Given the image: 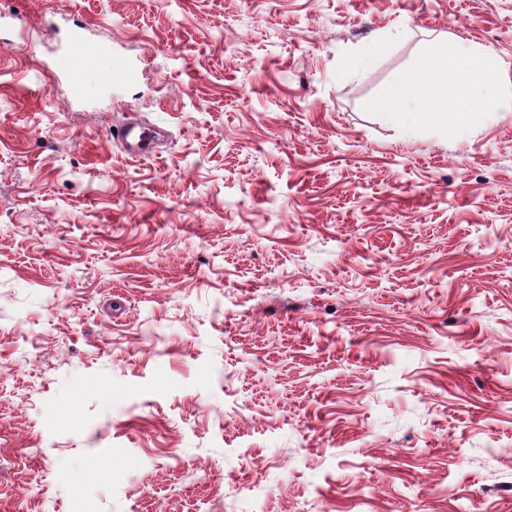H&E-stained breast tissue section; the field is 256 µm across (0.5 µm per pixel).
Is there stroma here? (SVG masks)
Segmentation results:
<instances>
[{
    "label": "stroma",
    "mask_w": 512,
    "mask_h": 512,
    "mask_svg": "<svg viewBox=\"0 0 512 512\" xmlns=\"http://www.w3.org/2000/svg\"><path fill=\"white\" fill-rule=\"evenodd\" d=\"M1 9L0 512H512V112L376 107L437 38L511 84L512 0ZM102 65L110 82L115 86L130 84L137 78L136 67L125 57L114 54L111 44L86 42L81 35L75 37L74 50L67 49L56 53L50 63L44 66V70L53 82L61 78L73 82L80 71ZM112 139L120 143L127 155L136 159L154 157L153 129L150 125L137 121L125 122L115 126Z\"/></svg>",
    "instance_id": "35a3bbf8"
}]
</instances>
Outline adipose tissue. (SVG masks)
I'll list each match as a JSON object with an SVG mask.
<instances>
[{
    "instance_id": "ef3b65f1",
    "label": "adipose tissue",
    "mask_w": 512,
    "mask_h": 512,
    "mask_svg": "<svg viewBox=\"0 0 512 512\" xmlns=\"http://www.w3.org/2000/svg\"><path fill=\"white\" fill-rule=\"evenodd\" d=\"M501 66L487 50L438 42L424 77H403L380 101L379 109L394 116L409 112V128L427 127L447 135L466 128L476 113L512 112V85L497 79Z\"/></svg>"
}]
</instances>
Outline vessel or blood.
I'll list each match as a JSON object with an SVG mask.
<instances>
[{"label":"vessel or blood","mask_w":512,"mask_h":512,"mask_svg":"<svg viewBox=\"0 0 512 512\" xmlns=\"http://www.w3.org/2000/svg\"><path fill=\"white\" fill-rule=\"evenodd\" d=\"M100 66L105 67L110 82L116 86L130 84L137 77L136 67L125 57L114 54L111 44L90 43L80 35L75 38L74 49L56 53L44 70L51 80L64 78L72 81L80 71ZM112 138L130 157L148 159L155 155L150 125L137 121L122 123L116 126Z\"/></svg>","instance_id":"b4317fda"}]
</instances>
